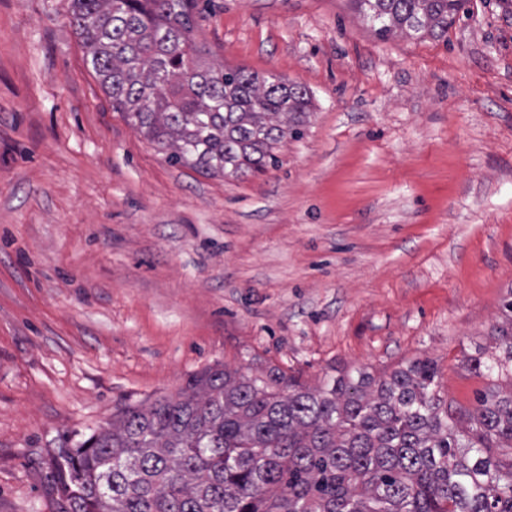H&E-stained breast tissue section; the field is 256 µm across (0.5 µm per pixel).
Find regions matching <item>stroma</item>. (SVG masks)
I'll return each instance as SVG.
<instances>
[{
  "instance_id": "stroma-1",
  "label": "stroma",
  "mask_w": 512,
  "mask_h": 512,
  "mask_svg": "<svg viewBox=\"0 0 512 512\" xmlns=\"http://www.w3.org/2000/svg\"><path fill=\"white\" fill-rule=\"evenodd\" d=\"M71 0H0V512H63L51 459L222 363L379 377L443 407L512 298V0L378 38L349 0H209L207 62L305 86L275 166L168 162L111 103Z\"/></svg>"
}]
</instances>
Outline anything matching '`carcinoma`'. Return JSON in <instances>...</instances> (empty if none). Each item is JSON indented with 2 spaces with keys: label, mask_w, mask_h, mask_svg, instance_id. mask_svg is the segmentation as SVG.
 <instances>
[{
  "label": "carcinoma",
  "mask_w": 512,
  "mask_h": 512,
  "mask_svg": "<svg viewBox=\"0 0 512 512\" xmlns=\"http://www.w3.org/2000/svg\"><path fill=\"white\" fill-rule=\"evenodd\" d=\"M376 35L448 34L466 0H354ZM197 0H72L76 33L112 99L173 164L262 172L303 135L306 87L212 67L191 40ZM469 369L492 382L441 411L437 369L416 359L379 381L315 389L271 367L214 365L175 397L125 405L55 463L64 512H512V300Z\"/></svg>",
  "instance_id": "1"
}]
</instances>
